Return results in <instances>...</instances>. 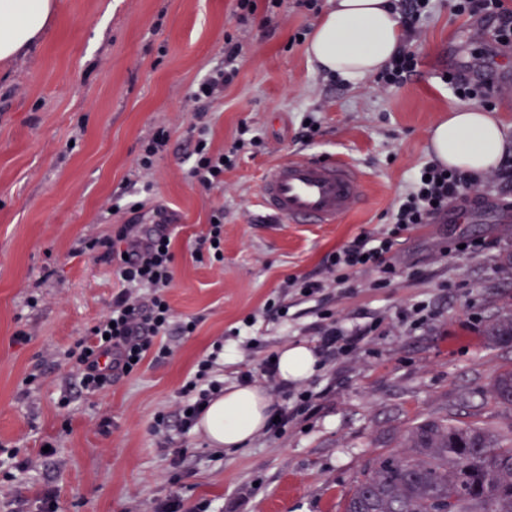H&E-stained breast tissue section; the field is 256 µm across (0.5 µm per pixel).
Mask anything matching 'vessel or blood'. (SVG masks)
<instances>
[{
    "label": "vessel or blood",
    "mask_w": 512,
    "mask_h": 512,
    "mask_svg": "<svg viewBox=\"0 0 512 512\" xmlns=\"http://www.w3.org/2000/svg\"><path fill=\"white\" fill-rule=\"evenodd\" d=\"M361 177L348 163L294 156L266 170L260 200L291 224H336L360 203Z\"/></svg>",
    "instance_id": "obj_1"
}]
</instances>
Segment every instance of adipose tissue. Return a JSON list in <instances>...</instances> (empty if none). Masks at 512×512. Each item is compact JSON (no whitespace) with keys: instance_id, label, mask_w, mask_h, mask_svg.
<instances>
[{"instance_id":"obj_1","label":"adipose tissue","mask_w":512,"mask_h":512,"mask_svg":"<svg viewBox=\"0 0 512 512\" xmlns=\"http://www.w3.org/2000/svg\"><path fill=\"white\" fill-rule=\"evenodd\" d=\"M390 0H328L308 41L310 58L323 70L357 80L381 71L401 44V27ZM53 11V0H0V61L33 45ZM429 143L445 167L480 176L498 166L512 141L493 113L477 106L449 112L431 130ZM277 378L285 384L312 377L315 353L306 345L281 349ZM272 400L257 386L238 383L225 389L200 416L196 428L226 453L245 447L268 425Z\"/></svg>"}]
</instances>
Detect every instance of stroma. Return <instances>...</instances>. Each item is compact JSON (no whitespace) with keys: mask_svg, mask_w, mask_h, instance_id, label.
<instances>
[{"mask_svg":"<svg viewBox=\"0 0 512 512\" xmlns=\"http://www.w3.org/2000/svg\"><path fill=\"white\" fill-rule=\"evenodd\" d=\"M55 15L27 56L0 65V448L16 469L0 471V512H39L55 490L53 512H339L344 497L380 453L404 452L411 427L448 414L500 430L512 410L491 396L512 348L486 344L483 331L512 303V188L487 184L451 201L434 224L398 234L397 275L376 273L303 299L285 282L323 274L327 253L362 233L391 231L390 212L418 167L432 160V126L461 106L441 76L450 55L484 66L512 58L491 25L434 0L405 38L417 71L385 89L322 71L294 36L317 13L285 0L271 16L239 20L236 0H54ZM240 45L238 74L210 113L212 151L228 150L246 126L248 148L206 192L185 177L193 148L190 92ZM314 117L319 130L298 140ZM168 148L147 177L137 160L157 128ZM296 155L342 159L363 177V200L337 224H289L259 202L261 177ZM145 207L102 220L114 197ZM176 222V317L192 336H170L171 354L108 390L75 385L64 353L88 335L121 289L116 262L89 252L122 224H148L156 208ZM224 211V261L198 259L212 210ZM462 239L477 250L453 254ZM283 303L287 318L266 312ZM426 305L423 325L408 319ZM349 328H369L358 348L313 377L282 385L265 371L284 346L315 345L321 311ZM255 316L253 327L243 325ZM223 342L214 354L215 342ZM225 385L250 381L276 407L312 405L280 431L260 432L236 454L177 427L179 392L198 362ZM165 414L167 424L155 428ZM108 428H101L102 419ZM52 455H43L45 446Z\"/></svg>","mask_w":512,"mask_h":512,"instance_id":"1","label":"stroma"}]
</instances>
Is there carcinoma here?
Returning a JSON list of instances; mask_svg holds the SVG:
<instances>
[{"mask_svg": "<svg viewBox=\"0 0 512 512\" xmlns=\"http://www.w3.org/2000/svg\"><path fill=\"white\" fill-rule=\"evenodd\" d=\"M489 344L512 346V307L486 328ZM512 407V367L491 384ZM411 453L381 455L362 474L343 512H512V427L491 430L452 415L416 423Z\"/></svg>", "mask_w": 512, "mask_h": 512, "instance_id": "1", "label": "carcinoma"}]
</instances>
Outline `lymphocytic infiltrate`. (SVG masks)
Segmentation results:
<instances>
[{
  "label": "lymphocytic infiltrate",
  "instance_id": "obj_1",
  "mask_svg": "<svg viewBox=\"0 0 512 512\" xmlns=\"http://www.w3.org/2000/svg\"><path fill=\"white\" fill-rule=\"evenodd\" d=\"M454 10L460 15L492 20L497 40L505 45L512 43V9L505 7L503 0H456ZM239 51L237 43L226 41L223 65L213 68L194 86L191 94L197 105L193 126L196 139L188 176L206 191L223 185L225 167L222 154L210 149L207 116L236 75L231 64ZM481 185V178L434 162L422 164L413 189L392 212L391 220L401 228L433 223L446 212L449 201L463 192L478 190ZM394 245L393 235L386 233L357 238L328 253L323 266L339 284L344 282L348 270L360 268L377 270L379 282L384 285L396 274V267L390 260ZM107 254L117 262L123 287L113 297L105 318L92 326L89 337L66 353L75 379L83 389L92 392L106 389L113 381L133 374L146 358L157 362L164 360L171 349L163 344V337L188 336L196 328L191 320L175 322L164 294L174 279L169 224H155L142 232L135 231L133 225H121ZM210 368V361H200L193 376L181 388V431H188L196 424L203 406L222 389L220 382L210 379Z\"/></svg>",
  "mask_w": 512,
  "mask_h": 512
}]
</instances>
